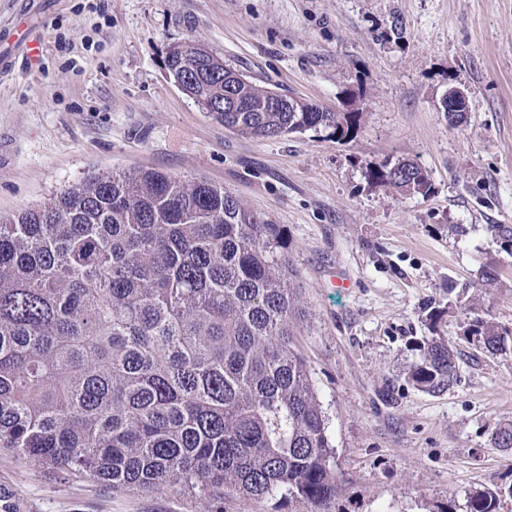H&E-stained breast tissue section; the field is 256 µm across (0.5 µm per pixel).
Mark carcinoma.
I'll return each instance as SVG.
<instances>
[{
	"label": "carcinoma",
	"mask_w": 512,
	"mask_h": 512,
	"mask_svg": "<svg viewBox=\"0 0 512 512\" xmlns=\"http://www.w3.org/2000/svg\"><path fill=\"white\" fill-rule=\"evenodd\" d=\"M168 70L210 72L189 86L209 117L250 136L307 131L336 141L353 112L264 111L274 90L231 79L211 54L169 49ZM368 177L430 189L417 163ZM294 269L276 224L226 188L168 172L88 173L50 202L0 217V448L114 488L173 487L211 502L281 495L323 512L336 493L317 390L294 347ZM490 352L512 331L476 318ZM455 371L428 341L412 378L434 389ZM479 494L470 512H497Z\"/></svg>",
	"instance_id": "cac0c4a2"
}]
</instances>
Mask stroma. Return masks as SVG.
<instances>
[{
	"label": "stroma",
	"instance_id": "obj_1",
	"mask_svg": "<svg viewBox=\"0 0 512 512\" xmlns=\"http://www.w3.org/2000/svg\"><path fill=\"white\" fill-rule=\"evenodd\" d=\"M42 29L36 65L0 77V214L88 172L157 169L230 189L280 225L297 273L294 342L318 392L338 485L328 512H469L512 486V0H0V28ZM193 39L254 80L331 112L343 142L224 128L169 76ZM465 89L449 127L440 102ZM409 159L429 195L367 177ZM347 287L333 285V278ZM439 312L438 323L429 316ZM457 353L418 387L425 342ZM0 512H210L172 488L116 490L0 450ZM442 105L444 112H448L451 123L459 125L466 112H468L467 94L459 87L448 88V92L442 100ZM468 336L474 337L477 345L490 353L503 351L512 331L501 327L483 318H476L470 325Z\"/></svg>",
	"mask_w": 512,
	"mask_h": 512
}]
</instances>
